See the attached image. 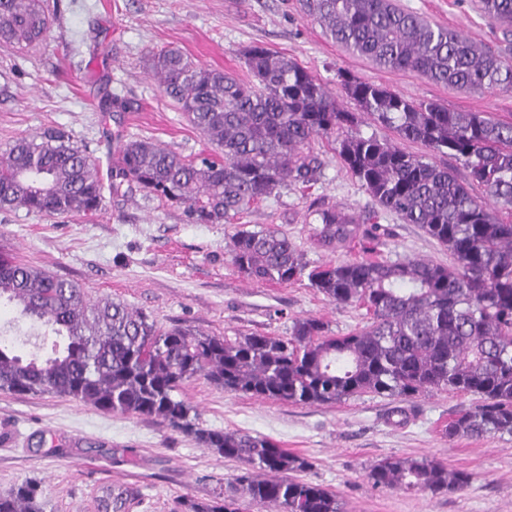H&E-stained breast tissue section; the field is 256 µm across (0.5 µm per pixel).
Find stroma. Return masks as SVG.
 <instances>
[{"label":"stroma","mask_w":512,"mask_h":512,"mask_svg":"<svg viewBox=\"0 0 512 512\" xmlns=\"http://www.w3.org/2000/svg\"><path fill=\"white\" fill-rule=\"evenodd\" d=\"M431 23L461 32L512 61V29L490 21L480 0H396ZM52 24L46 44L19 49L0 42V155L20 136L65 130L108 174L121 145L149 138L193 159L208 152L202 135L159 90L146 65L149 52L176 48L192 61L248 73L247 47L261 43L312 70L340 95L338 70L452 112H485L512 122V90H460L410 72L378 67L328 37L297 0H47ZM112 94L127 110L105 113ZM325 203L361 216L373 202L335 157L314 189ZM298 191L255 204L237 224H192L183 207L133 190L105 193L93 215L47 216L0 209V250L77 282L91 300H120L159 326L199 330L236 340L249 334L289 336L297 318L315 317L329 333L365 324V308L339 307L308 280H251L228 254L237 229L272 228L313 264L361 257L353 247H314ZM388 230L382 257H424L447 263V250L417 225L381 215ZM0 340L24 354L47 355L54 343L33 320L0 304ZM179 399L201 427L270 437L306 458L303 479L334 492L343 512H512V436L447 439L445 425L473 407L476 396L433 391L400 404L361 394L333 405L263 401L197 377ZM428 456L471 473L462 492L406 494L373 486L370 469L389 457ZM240 462L166 425L108 413L52 394L0 391V494L38 484L45 512H98L104 487L130 490V512H186L190 500L231 494Z\"/></svg>","instance_id":"stroma-1"}]
</instances>
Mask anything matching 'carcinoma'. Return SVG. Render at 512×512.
Returning <instances> with one entry per match:
<instances>
[{
	"mask_svg": "<svg viewBox=\"0 0 512 512\" xmlns=\"http://www.w3.org/2000/svg\"><path fill=\"white\" fill-rule=\"evenodd\" d=\"M300 6L326 35L382 68L458 88H512L511 62L395 0H300ZM481 9L512 27V0H481ZM50 22L44 0H0V41L41 45ZM243 59L249 81L195 64L176 49L151 53L149 72L159 89L216 154L189 161L150 139H132L120 147L108 187L134 185L180 205L192 224H234L282 186L311 194L325 167L312 143L326 140L376 210L360 220L312 202L313 242L332 252L356 244L365 256L311 268L287 235L239 230L231 261L258 282L305 277L329 301L365 307L367 324L334 336L320 320L299 318L288 337L235 341L164 330L120 300L91 303L78 283L1 252L0 300L66 344L46 358L0 347V391L50 393L159 421L242 463L234 482L253 503L275 512H342L336 494L288 476L307 470L308 460L264 436L201 427L176 392L197 376L229 392L309 406L364 393L410 401L432 390L456 391L480 403L448 422V438L512 436V123L450 112L340 70L341 90L357 107L350 112L284 53L254 44ZM366 120L398 141L351 132ZM402 141L425 152H409ZM438 156L460 162L467 178L459 180ZM105 187L95 161L57 129L20 137L0 156V209L95 213ZM382 212L417 225L448 250L451 262L371 256ZM368 477L379 488L433 495L462 491L472 480L428 457L387 458ZM189 507L240 512L232 495ZM100 508L128 512L130 494L111 493ZM0 512H45L38 485L0 494Z\"/></svg>",
	"mask_w": 512,
	"mask_h": 512,
	"instance_id": "carcinoma-1",
	"label": "carcinoma"
}]
</instances>
